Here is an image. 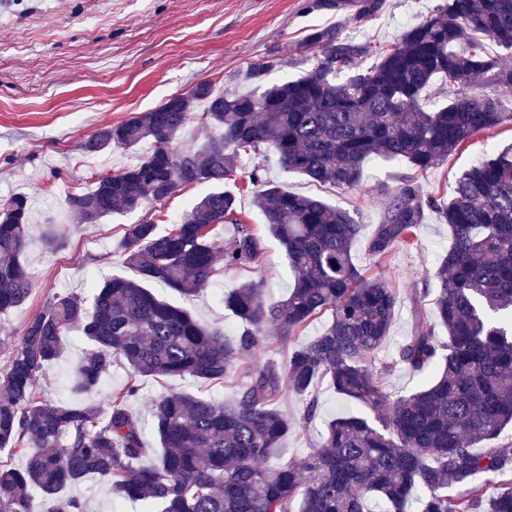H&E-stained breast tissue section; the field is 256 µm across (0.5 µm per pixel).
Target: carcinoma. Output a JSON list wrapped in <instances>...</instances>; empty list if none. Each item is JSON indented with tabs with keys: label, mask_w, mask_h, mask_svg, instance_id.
Here are the masks:
<instances>
[{
	"label": "carcinoma",
	"mask_w": 512,
	"mask_h": 512,
	"mask_svg": "<svg viewBox=\"0 0 512 512\" xmlns=\"http://www.w3.org/2000/svg\"><path fill=\"white\" fill-rule=\"evenodd\" d=\"M383 0H360L354 19L376 14ZM502 49L491 56L475 42ZM307 46L321 60L293 79L263 80L253 90L216 94L208 82L170 97L150 112L106 125L79 146L140 151L138 162L98 178L69 206L85 224L150 199L164 202L180 188L210 183L165 233L151 221L128 224L119 245L136 277L113 276L95 287L90 304L55 294L24 328L0 375V450L18 449L22 467L0 470V512H84L65 494L97 477L118 502H143L148 512H512V147L492 150L458 177L448 202L423 194L411 179L387 199L370 251L385 256L410 247L426 212L448 224L451 243L435 273L434 335L417 311L414 336L396 362L431 375L417 388L386 390L369 358L387 340L399 294L383 276L368 277L352 257L362 225L347 211L291 193L254 168L245 175L252 203L279 240L295 272L288 297L268 299L247 282L224 296L238 321L234 335L156 296L158 281L193 296L222 268L255 264L262 243L223 188L242 153L271 151L283 168L334 188L361 184L369 160L426 170L476 137L512 122L498 91L512 87V0H445L366 69L367 48L334 28L314 29ZM350 71L347 79L336 76ZM458 87L433 109L426 97L438 79ZM207 103V132L198 146L174 143L196 103ZM31 203L25 194L0 202V313L31 292L25 264ZM235 226L224 247V225ZM331 322L311 341L301 333L318 315ZM291 345L281 369L248 365L268 339ZM89 344L73 375L78 395L96 392L112 363L129 369L124 390L108 403L41 399L36 385L57 361L69 332ZM246 381L230 402L182 393L160 395L151 414L160 448H145L144 424L130 409L140 378L190 377L222 382L239 371ZM336 392L369 413L333 419L299 464L276 452L290 423L277 403L289 393L303 419L318 409L315 387ZM497 492L485 497V488Z\"/></svg>",
	"instance_id": "1"
}]
</instances>
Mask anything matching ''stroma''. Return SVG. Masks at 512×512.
Wrapping results in <instances>:
<instances>
[{
    "label": "stroma",
    "instance_id": "35a3bbf8",
    "mask_svg": "<svg viewBox=\"0 0 512 512\" xmlns=\"http://www.w3.org/2000/svg\"><path fill=\"white\" fill-rule=\"evenodd\" d=\"M442 0H384L374 16L354 22L346 15L312 10L308 0H6L0 6V199L16 193L32 204V233L25 260L32 289L25 304L0 315V373L4 372L24 326L48 297L72 293L91 298L97 280L128 275L115 250L128 224L152 221L167 231L210 184H191L167 201H145L132 212L113 214L97 224L81 223L67 200L93 188L98 174L134 164L131 150H105L86 157L80 142L107 124L148 112L168 98L209 82L228 94L251 90L255 66L267 68L266 81L295 78L320 59L302 42L311 29L335 25L342 35L379 49L441 4ZM512 145V124L468 144L448 161L424 171L408 165L366 163L360 187L337 189L285 170L274 156L240 157L236 180L225 190L236 194L242 218L253 225L264 245L258 264L227 268L197 297L186 299L161 285L153 290L168 302L189 309L207 324L234 329L236 319L223 297L247 281L262 284L267 296L287 298L294 275L280 242L269 232L245 188V173L262 167L266 177L286 190L323 199L349 211L362 231L353 259L367 275H384L400 292L395 322L386 343L373 356L375 367H386L384 382L391 392L415 388L420 375L398 364V348L413 335L415 313L433 315V273L450 245L447 224L429 213L413 247H394L387 256L368 251L388 196L403 178L413 177L423 192L450 197L460 174L481 161L494 146ZM56 229L62 246L46 250L42 240ZM86 342L71 332L62 358L47 366L36 393L66 398ZM239 379L202 383L190 378L147 377L140 399L131 405L149 418L152 397L192 392L231 400ZM319 407L303 422L300 402L284 394L277 407L292 422L279 446L281 457L297 462L315 447L328 423L338 416L361 412L360 404L336 393L329 383L318 388ZM79 497L86 512H141L135 503L111 500L106 485L85 479L67 490Z\"/></svg>",
    "mask_w": 512,
    "mask_h": 512
}]
</instances>
